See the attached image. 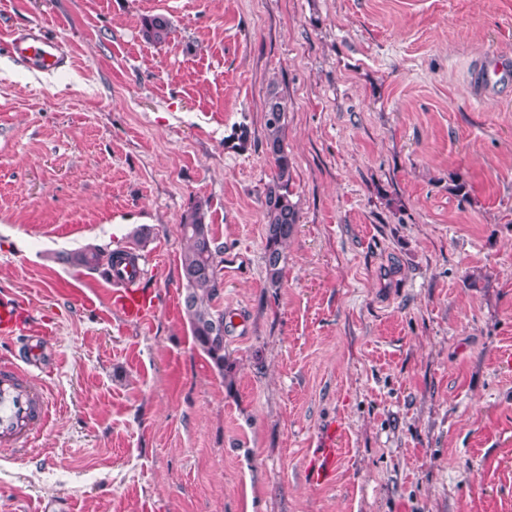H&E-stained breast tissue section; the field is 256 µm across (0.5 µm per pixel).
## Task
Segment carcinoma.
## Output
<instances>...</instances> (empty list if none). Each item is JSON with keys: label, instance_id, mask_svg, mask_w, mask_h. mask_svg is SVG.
I'll list each match as a JSON object with an SVG mask.
<instances>
[{"label": "carcinoma", "instance_id": "1", "mask_svg": "<svg viewBox=\"0 0 512 512\" xmlns=\"http://www.w3.org/2000/svg\"><path fill=\"white\" fill-rule=\"evenodd\" d=\"M143 39L153 45L166 44L172 34L170 21L161 15L142 20ZM287 105L278 92H269L265 106L264 134L274 172L264 191L265 274L270 286H280L285 269L283 247L298 223L296 203L292 201L293 161L284 145V121ZM184 248L180 269L184 283V311L197 348L214 370L231 387L234 363L224 350V310L214 304L219 294L220 271L224 251L217 245L209 223L208 202L198 200L181 216L179 224ZM123 261L108 247L85 246L57 253L62 264L93 271L112 259Z\"/></svg>", "mask_w": 512, "mask_h": 512}]
</instances>
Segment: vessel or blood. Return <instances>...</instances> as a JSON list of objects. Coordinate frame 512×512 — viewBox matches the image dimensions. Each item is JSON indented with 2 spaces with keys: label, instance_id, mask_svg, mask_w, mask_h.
<instances>
[{
  "label": "vessel or blood",
  "instance_id": "1",
  "mask_svg": "<svg viewBox=\"0 0 512 512\" xmlns=\"http://www.w3.org/2000/svg\"><path fill=\"white\" fill-rule=\"evenodd\" d=\"M10 54L36 72L58 71L72 64L58 43L42 29L30 28L13 33L9 38ZM512 77V72L484 67L473 72L472 79L481 91L478 101H485L495 84ZM144 270L138 264L113 266L109 280L112 285V306L127 318L145 320L153 310L150 291L144 289ZM31 314L24 303L0 296V335L20 334ZM51 405L41 379L30 369L11 358L0 359V446L18 448L33 440L48 422ZM342 454L336 435L321 441L305 467L309 484L323 485L333 481Z\"/></svg>",
  "mask_w": 512,
  "mask_h": 512
}]
</instances>
